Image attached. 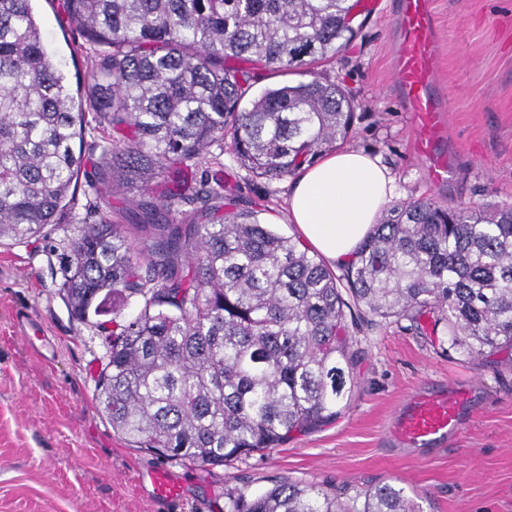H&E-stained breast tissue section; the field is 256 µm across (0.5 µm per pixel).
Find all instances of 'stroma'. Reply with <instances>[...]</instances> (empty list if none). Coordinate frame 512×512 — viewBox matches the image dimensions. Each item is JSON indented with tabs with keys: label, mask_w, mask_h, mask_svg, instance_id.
I'll use <instances>...</instances> for the list:
<instances>
[{
	"label": "stroma",
	"mask_w": 512,
	"mask_h": 512,
	"mask_svg": "<svg viewBox=\"0 0 512 512\" xmlns=\"http://www.w3.org/2000/svg\"><path fill=\"white\" fill-rule=\"evenodd\" d=\"M397 0H377L355 18L356 37L335 59L312 65L354 101L347 147L379 157L394 179L396 205L429 199L442 206L512 207V0H433L440 46L437 89L442 113L438 151L448 177L432 182L414 146L415 128L393 79ZM41 39L74 96L90 77L78 45L87 41L62 20L56 0H34ZM227 210H255L284 236L290 177L267 181L225 146ZM133 196L99 197L80 186L72 210L40 237L0 245V512H225L224 491L260 492L274 482L314 484L361 508L365 492L390 482L423 512H512V348L476 360L452 348L434 319L384 320L362 305L347 310L359 341L354 387L336 419L224 466L169 461L128 447L96 400L108 315L74 320L60 292L62 243L82 224L129 213ZM42 322L55 344L51 357L28 348L17 317ZM437 383L470 393L471 413L455 438L422 451L395 446L385 429L405 399ZM161 467L185 495L155 501L137 475Z\"/></svg>",
	"instance_id": "obj_1"
}]
</instances>
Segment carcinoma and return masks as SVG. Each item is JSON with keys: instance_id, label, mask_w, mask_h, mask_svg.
<instances>
[{"instance_id": "cac0c4a2", "label": "carcinoma", "mask_w": 512, "mask_h": 512, "mask_svg": "<svg viewBox=\"0 0 512 512\" xmlns=\"http://www.w3.org/2000/svg\"><path fill=\"white\" fill-rule=\"evenodd\" d=\"M32 0H0V243L40 235L94 192L133 188L135 222L83 224L67 239L61 290L72 316L138 312L112 332L96 399L132 448L219 466L336 417L353 384L355 337L335 274L258 212L189 176L224 167L229 138L254 174L279 180L345 140L354 103L329 79L266 89L250 72L336 56L357 0H63L86 32L93 83L74 109L48 58ZM107 128L84 171L74 140ZM201 207L190 210L194 201ZM356 303L382 318L437 314L470 358L512 347V208L430 201L383 213L346 271ZM225 512H352L311 484L225 493ZM361 512H416L385 483Z\"/></svg>"}]
</instances>
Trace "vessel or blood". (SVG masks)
Returning <instances> with one entry per match:
<instances>
[{"label": "vessel or blood", "mask_w": 512, "mask_h": 512, "mask_svg": "<svg viewBox=\"0 0 512 512\" xmlns=\"http://www.w3.org/2000/svg\"><path fill=\"white\" fill-rule=\"evenodd\" d=\"M434 27L432 0H400L395 16V74L405 109L410 112L418 132L417 150L428 160L431 180L438 182L447 174L448 164L437 152L443 134L439 114L445 111L446 104L435 92L438 45ZM21 333L32 350H51L52 343L37 319L24 318ZM466 400L467 393L462 389L415 393L395 416L389 428L391 441L412 448L456 436L463 425ZM138 480L163 500H175L180 493L160 468L141 472Z\"/></svg>", "instance_id": "b4317fda"}]
</instances>
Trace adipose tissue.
I'll return each mask as SVG.
<instances>
[{
    "mask_svg": "<svg viewBox=\"0 0 512 512\" xmlns=\"http://www.w3.org/2000/svg\"><path fill=\"white\" fill-rule=\"evenodd\" d=\"M378 159L344 149L303 167L288 197V220L300 239L333 264L351 261L390 195Z\"/></svg>",
    "mask_w": 512,
    "mask_h": 512,
    "instance_id": "1",
    "label": "adipose tissue"
}]
</instances>
